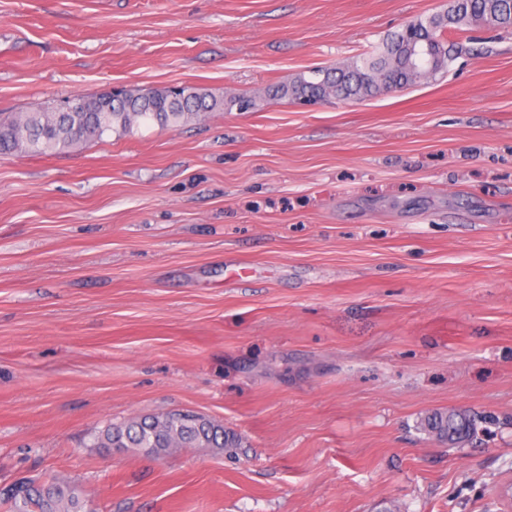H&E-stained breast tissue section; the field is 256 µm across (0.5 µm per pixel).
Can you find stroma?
I'll use <instances>...</instances> for the list:
<instances>
[{
	"label": "stroma",
	"instance_id": "1",
	"mask_svg": "<svg viewBox=\"0 0 512 512\" xmlns=\"http://www.w3.org/2000/svg\"><path fill=\"white\" fill-rule=\"evenodd\" d=\"M441 0H0V112L189 85L176 130L0 155V488L95 512H512V30L358 102L269 85ZM191 411L237 458L96 448ZM475 420L448 445L426 415ZM3 491L10 512H94L61 477L21 478Z\"/></svg>",
	"mask_w": 512,
	"mask_h": 512
}]
</instances>
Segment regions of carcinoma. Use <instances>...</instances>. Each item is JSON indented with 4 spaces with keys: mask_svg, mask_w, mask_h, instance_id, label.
I'll return each instance as SVG.
<instances>
[{
    "mask_svg": "<svg viewBox=\"0 0 512 512\" xmlns=\"http://www.w3.org/2000/svg\"><path fill=\"white\" fill-rule=\"evenodd\" d=\"M502 28L512 27V0H462L450 12H438L391 33L374 52L352 58L331 68L310 71L289 82L266 89L273 99L289 98L304 104L329 99L362 100L397 91L422 79L435 77L467 48L448 39V34L485 26L489 15ZM429 44L434 54L429 66L418 68L412 49ZM254 100L232 95L219 100L205 90L178 88L121 90L95 97L73 96L38 112L0 115V153H49L100 139L109 132L129 133L142 124L155 123L177 129L205 112L237 108L246 112ZM428 436L454 444L470 431L466 418L436 412L421 421ZM105 448H134L160 457L178 448H216L228 454L240 447L237 435L203 415L172 411L158 416L133 417L110 424L94 437ZM9 512H93L77 489L61 477L21 478L3 492Z\"/></svg>",
    "mask_w": 512,
    "mask_h": 512,
    "instance_id": "1",
    "label": "carcinoma"
}]
</instances>
